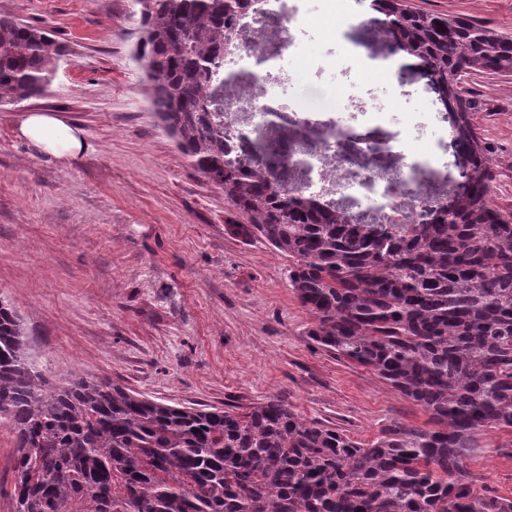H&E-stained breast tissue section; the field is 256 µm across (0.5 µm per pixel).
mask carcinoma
Segmentation results:
<instances>
[{"mask_svg": "<svg viewBox=\"0 0 512 512\" xmlns=\"http://www.w3.org/2000/svg\"><path fill=\"white\" fill-rule=\"evenodd\" d=\"M394 51L427 71L466 161L465 189L422 224H351L227 144L209 84L252 0H145L136 57L164 131L189 165L292 261L308 336L369 367L430 414L368 446L280 397L244 412L171 406L108 380L54 383L0 299V429L14 439L13 512H512L464 459L485 427L512 428V211L493 206L491 159L460 87L512 72V36L371 0ZM66 49L0 16V106L45 94Z\"/></svg>", "mask_w": 512, "mask_h": 512, "instance_id": "carcinoma-1", "label": "carcinoma"}]
</instances>
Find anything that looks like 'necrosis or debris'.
Returning a JSON list of instances; mask_svg holds the SVG:
<instances>
[{"mask_svg": "<svg viewBox=\"0 0 512 512\" xmlns=\"http://www.w3.org/2000/svg\"><path fill=\"white\" fill-rule=\"evenodd\" d=\"M305 20L286 10L283 0H256L235 24L248 41L244 51L225 52L224 68L254 63L249 85L219 87L224 125L240 142L263 144L268 160L278 167L289 188L316 195L339 209L353 224H419L446 205L463 188L460 174L440 172V154L456 149L447 113H439L436 143L418 154L409 146L427 129L424 119L403 121V134L390 141L351 143V125L374 120L371 112L351 113L349 121L321 123L307 113L288 117V132L276 134L265 103L288 80V73L270 45L289 50L291 32Z\"/></svg>", "mask_w": 512, "mask_h": 512, "instance_id": "1", "label": "necrosis or debris"}]
</instances>
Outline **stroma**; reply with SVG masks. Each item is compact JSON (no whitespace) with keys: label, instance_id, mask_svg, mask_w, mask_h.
<instances>
[{"label":"stroma","instance_id":"1","mask_svg":"<svg viewBox=\"0 0 512 512\" xmlns=\"http://www.w3.org/2000/svg\"><path fill=\"white\" fill-rule=\"evenodd\" d=\"M300 32L278 126L306 110L321 120L376 105L401 116L440 111L415 63L381 65L378 15L362 0H293ZM415 9L512 35V0H408ZM41 27L66 48L41 97L0 107V298L16 309L49 379L108 378L169 405L249 409L284 398L304 420L363 444L389 425L430 416L372 369L326 351L288 281V259L235 232L245 218L189 165L158 126L133 56L142 36L132 0H0V16ZM323 60L322 73L310 72ZM495 178V207L512 209V73H473ZM26 112L81 132L71 159L20 137ZM465 467L479 487L512 497V428H487Z\"/></svg>","mask_w":512,"mask_h":512}]
</instances>
